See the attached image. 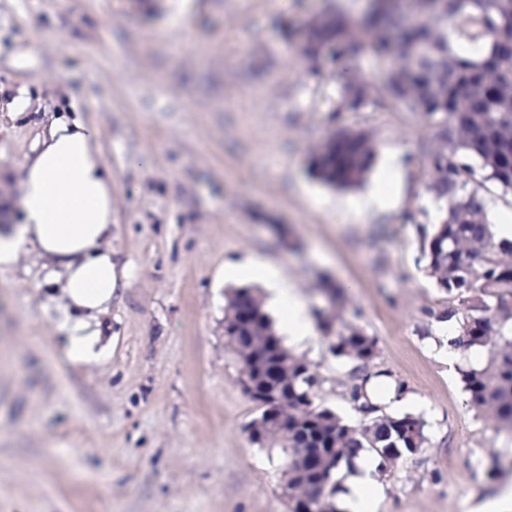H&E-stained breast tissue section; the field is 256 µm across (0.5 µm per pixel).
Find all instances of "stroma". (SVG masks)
Instances as JSON below:
<instances>
[{"label":"stroma","instance_id":"obj_1","mask_svg":"<svg viewBox=\"0 0 512 512\" xmlns=\"http://www.w3.org/2000/svg\"><path fill=\"white\" fill-rule=\"evenodd\" d=\"M330 6L361 22L368 0H0L4 222L20 218L33 141L79 112L112 171L126 273L101 317L108 356L78 366L63 279L32 249L0 269V512H290L283 453L251 442L259 411L224 344L237 286L224 271L249 258L280 268L310 313L329 277L340 322L377 339L379 368L403 386L398 413L426 421L425 447L379 476V512H484L512 488V432L470 409L438 352L459 302L421 254L435 129L402 106L333 113L348 76L377 83L389 63L367 49L343 72L304 59L300 32ZM343 127L376 151L349 189L310 165ZM392 186L395 207L356 221V200ZM294 352L319 374L316 404L359 425L326 330Z\"/></svg>","mask_w":512,"mask_h":512}]
</instances>
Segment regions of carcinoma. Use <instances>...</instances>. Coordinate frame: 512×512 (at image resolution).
<instances>
[{
    "label": "carcinoma",
    "instance_id": "carcinoma-1",
    "mask_svg": "<svg viewBox=\"0 0 512 512\" xmlns=\"http://www.w3.org/2000/svg\"><path fill=\"white\" fill-rule=\"evenodd\" d=\"M372 0L374 23L357 26L334 10L312 17L305 29L308 51L339 47L351 31L360 28L362 41L374 53H398L384 81L369 83L352 78L341 88L335 111L356 112L363 106H404L420 112L436 129L438 143L427 158L431 171L426 192L435 202L437 223L421 244L427 275L438 288L465 307L456 346L481 349L482 363L460 369L470 408L494 409L502 426L512 429V241L492 245L494 232L485 217L480 193L493 182L503 193L512 192V55H492L493 38L512 28V0ZM461 42L475 50L462 57L453 49ZM470 156L473 165L464 161ZM375 152L371 140L342 129L317 155V177L340 189L361 182ZM500 330L491 335L492 323ZM256 329L239 330L238 347L273 339L277 347L260 355L254 369L261 373L264 390L253 401L262 412L271 401L288 402V414H297V429L281 439L271 429L250 433L252 442L281 447L287 452L290 472L308 469L304 451L322 453L329 468L311 474L312 483L326 484L321 496L298 501L293 512H339L336 494L353 471L361 451L379 459V471L396 466L394 459L414 455L428 441L426 423L411 414L391 416L364 400L365 386L388 375L376 369L377 339L360 328L336 329L329 349L350 363L344 382L353 408L366 417L356 428L329 408L315 403L318 375L305 358L291 352L277 335L264 311L255 318Z\"/></svg>",
    "mask_w": 512,
    "mask_h": 512
}]
</instances>
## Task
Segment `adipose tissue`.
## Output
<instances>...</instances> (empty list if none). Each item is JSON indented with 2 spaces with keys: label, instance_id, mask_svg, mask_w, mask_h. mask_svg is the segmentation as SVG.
I'll return each mask as SVG.
<instances>
[{
  "label": "adipose tissue",
  "instance_id": "ef3b65f1",
  "mask_svg": "<svg viewBox=\"0 0 512 512\" xmlns=\"http://www.w3.org/2000/svg\"><path fill=\"white\" fill-rule=\"evenodd\" d=\"M20 210L19 224L0 233V266L14 265L29 245L62 274L75 313L67 355L78 363L98 360L100 317L118 286L106 245L112 236V172L101 157L95 129L79 114L54 118L48 134L32 143L22 166ZM236 270L266 289L269 309L282 315L280 336L299 345L313 335L302 302L277 269L251 260ZM286 306L291 309L287 315L282 312ZM378 465L374 455L358 454L356 472L336 501L338 512H378Z\"/></svg>",
  "mask_w": 512,
  "mask_h": 512
}]
</instances>
